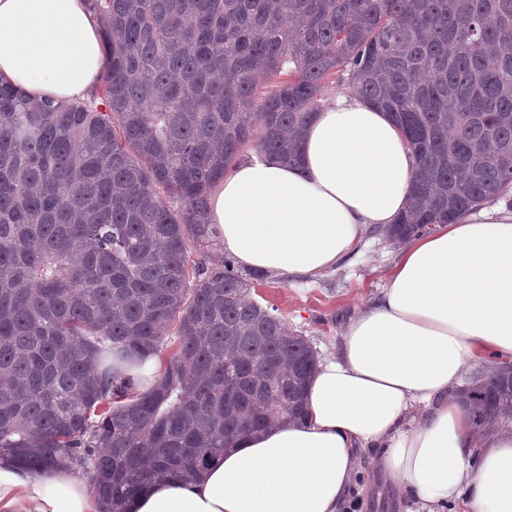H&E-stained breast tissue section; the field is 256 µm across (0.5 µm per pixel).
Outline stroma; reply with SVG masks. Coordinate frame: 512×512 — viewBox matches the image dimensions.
Returning <instances> with one entry per match:
<instances>
[{"instance_id": "35a3bbf8", "label": "stroma", "mask_w": 512, "mask_h": 512, "mask_svg": "<svg viewBox=\"0 0 512 512\" xmlns=\"http://www.w3.org/2000/svg\"><path fill=\"white\" fill-rule=\"evenodd\" d=\"M399 249L379 229L367 228L356 253L316 279L268 275L248 282L249 296L276 308L290 333L304 336L319 357L336 354L350 319L386 288ZM355 489L363 512H420L422 504L386 471L382 451L361 452Z\"/></svg>"}]
</instances>
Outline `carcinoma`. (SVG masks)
I'll return each mask as SVG.
<instances>
[{
  "label": "carcinoma",
  "mask_w": 512,
  "mask_h": 512,
  "mask_svg": "<svg viewBox=\"0 0 512 512\" xmlns=\"http://www.w3.org/2000/svg\"><path fill=\"white\" fill-rule=\"evenodd\" d=\"M86 2L106 53L90 100L0 84V456L79 468L127 512L148 482L305 416L316 350L230 263L190 260L239 149L299 164L335 83L416 160L391 243L507 196L512 0ZM459 392L477 431L512 420V366Z\"/></svg>",
  "instance_id": "carcinoma-1"
}]
</instances>
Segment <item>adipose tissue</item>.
<instances>
[{"mask_svg":"<svg viewBox=\"0 0 512 512\" xmlns=\"http://www.w3.org/2000/svg\"><path fill=\"white\" fill-rule=\"evenodd\" d=\"M103 68L85 0H0V81L75 100ZM413 169L392 118L340 93L309 122L300 166L236 157L208 221L239 266L315 278L356 251L365 227L395 223ZM511 359L512 211L436 225L401 248L387 288L319 363L304 421L241 440L195 480L152 483L130 512H340L371 446L426 512H512V429L476 432L454 393L470 362ZM0 512L99 507L85 479L2 462Z\"/></svg>","mask_w":512,"mask_h":512,"instance_id":"1","label":"adipose tissue"}]
</instances>
